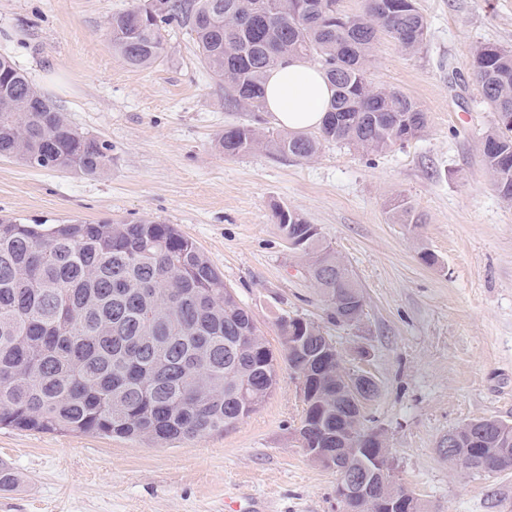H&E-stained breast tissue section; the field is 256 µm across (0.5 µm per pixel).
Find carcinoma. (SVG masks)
<instances>
[{
    "label": "carcinoma",
    "instance_id": "carcinoma-1",
    "mask_svg": "<svg viewBox=\"0 0 512 512\" xmlns=\"http://www.w3.org/2000/svg\"><path fill=\"white\" fill-rule=\"evenodd\" d=\"M189 28L200 64L226 84L227 104L264 112L268 73L289 58L318 66L334 87L313 134L270 135L227 125L226 156L265 148L311 160L323 146L382 154L419 137L427 114L410 96L375 85L367 63L380 35L415 53L427 21L417 0H366L350 13L342 0H129L112 14V49L135 68L165 55L163 30ZM483 101L495 114L482 149L500 196L512 201V50L477 47L470 59ZM0 157L27 166L96 177L110 149L70 122L8 55L0 54ZM399 224L419 219L394 206ZM292 249L343 323L364 307L359 283L318 228L298 213L275 212ZM306 358L275 353L251 312L210 259L172 224L154 218L87 224H22L0 218V427L98 434L157 444L222 431L255 412ZM313 424L336 430V389L315 386ZM468 472L512 470V425L469 421Z\"/></svg>",
    "mask_w": 512,
    "mask_h": 512
}]
</instances>
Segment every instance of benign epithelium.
I'll list each match as a JSON object with an SVG mask.
<instances>
[{
	"instance_id": "benign-epithelium-1",
	"label": "benign epithelium",
	"mask_w": 512,
	"mask_h": 512,
	"mask_svg": "<svg viewBox=\"0 0 512 512\" xmlns=\"http://www.w3.org/2000/svg\"><path fill=\"white\" fill-rule=\"evenodd\" d=\"M306 336L288 337V347L307 355L313 368L298 379L301 396H307L308 389L315 386L323 374L335 378L337 397L342 399V408L352 414L365 405L364 392L372 376L365 373H351L342 366L341 355L327 336H322L320 346L309 352L306 350ZM334 357L336 366L329 371L321 362ZM346 417L336 418V434L330 439L334 448H313L315 426L307 418H302L295 429V438L308 457L316 463L333 468L338 473L336 496L345 505L355 504V512H412L416 498L407 490L395 486L389 451L370 454L368 458H358L355 465H341V455L355 451V433L345 423Z\"/></svg>"
}]
</instances>
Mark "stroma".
<instances>
[{"label":"stroma","mask_w":512,"mask_h":512,"mask_svg":"<svg viewBox=\"0 0 512 512\" xmlns=\"http://www.w3.org/2000/svg\"><path fill=\"white\" fill-rule=\"evenodd\" d=\"M127 3L0 0V54L112 150L97 178L0 158V215L174 225L271 346L278 317H300L322 326L347 371L376 380L363 427L381 433L396 484L424 512H512V471L459 474L444 446L470 420L512 422V202L485 168L481 142L494 115L468 65L477 46L512 49V0H418L425 47L408 53L382 36L368 73L420 104L425 133L376 156L330 144L308 161L219 152L225 125L272 132L271 113L226 106L224 82L200 65L188 28L167 27L166 54L153 66L126 64L105 23ZM400 200L422 223H395ZM279 207L315 224L352 271L365 300L358 323H328L275 222ZM302 410L285 370L234 426L162 447L0 428V466L16 476L0 489V512H226L225 499L243 510L253 497L273 512H340L335 470L293 437Z\"/></svg>","instance_id":"obj_1"}]
</instances>
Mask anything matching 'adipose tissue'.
I'll return each instance as SVG.
<instances>
[{"instance_id":"1","label":"adipose tissue","mask_w":512,"mask_h":512,"mask_svg":"<svg viewBox=\"0 0 512 512\" xmlns=\"http://www.w3.org/2000/svg\"><path fill=\"white\" fill-rule=\"evenodd\" d=\"M334 90L314 65L291 59L272 70L265 84V104L278 126L292 132L319 127Z\"/></svg>"}]
</instances>
